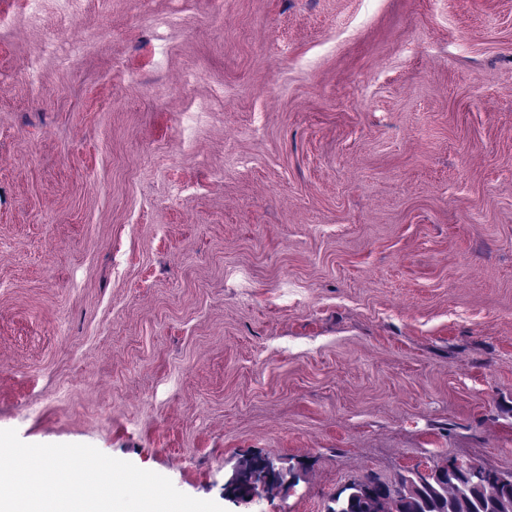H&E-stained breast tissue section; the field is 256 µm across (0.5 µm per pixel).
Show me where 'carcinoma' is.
<instances>
[{
  "label": "carcinoma",
  "mask_w": 512,
  "mask_h": 512,
  "mask_svg": "<svg viewBox=\"0 0 512 512\" xmlns=\"http://www.w3.org/2000/svg\"><path fill=\"white\" fill-rule=\"evenodd\" d=\"M338 493L341 512H372L381 499L393 498L395 512H512V483H495L470 467L453 463L418 482L411 475L388 484L374 477L370 485L358 481Z\"/></svg>",
  "instance_id": "carcinoma-1"
}]
</instances>
